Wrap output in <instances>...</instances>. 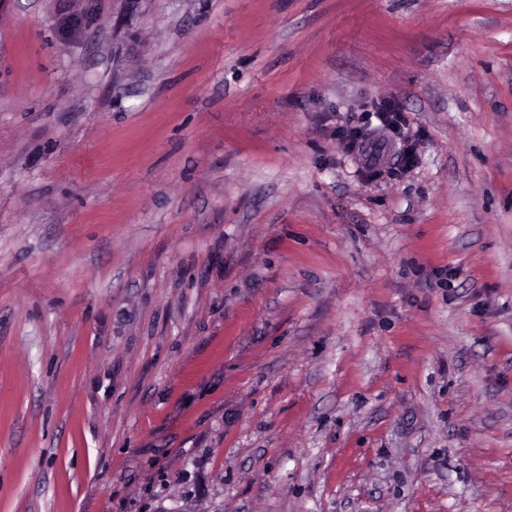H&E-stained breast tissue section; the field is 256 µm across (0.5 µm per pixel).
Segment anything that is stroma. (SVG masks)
<instances>
[{
	"mask_svg": "<svg viewBox=\"0 0 512 512\" xmlns=\"http://www.w3.org/2000/svg\"><path fill=\"white\" fill-rule=\"evenodd\" d=\"M0 512H512V0H0Z\"/></svg>",
	"mask_w": 512,
	"mask_h": 512,
	"instance_id": "35a3bbf8",
	"label": "stroma"
}]
</instances>
